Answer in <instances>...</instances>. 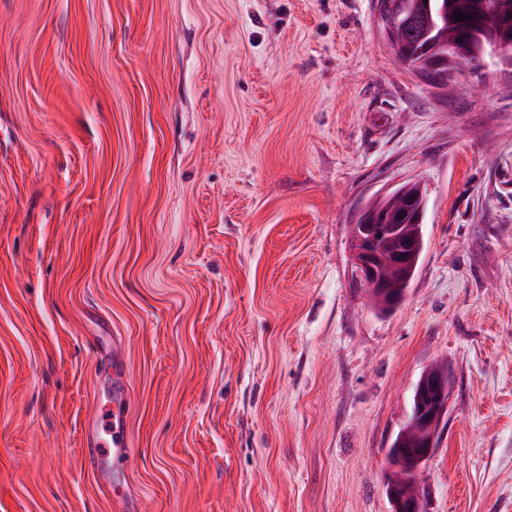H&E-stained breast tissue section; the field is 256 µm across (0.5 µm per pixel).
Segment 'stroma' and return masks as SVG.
<instances>
[{"instance_id": "35a3bbf8", "label": "stroma", "mask_w": 512, "mask_h": 512, "mask_svg": "<svg viewBox=\"0 0 512 512\" xmlns=\"http://www.w3.org/2000/svg\"><path fill=\"white\" fill-rule=\"evenodd\" d=\"M456 81L376 0H0V512H392L438 360L425 512H512V74ZM409 178L380 313L348 225ZM122 395L116 463L84 423ZM448 364H433L426 370L428 377L442 371ZM424 371V372H425ZM427 376L423 377L416 387V391H421L424 394L426 403L422 408L421 422L427 426L429 433L424 441L421 443L420 448L411 451L419 453L423 460L422 465L429 459L436 447V428L438 427L437 434H439L442 422L447 412L449 394L450 377L448 380L444 376H433L427 384ZM420 414V415H421ZM439 425V426H438ZM428 458V459H427ZM427 459V460H426ZM414 407H415V390H414L413 397H412L411 412H410L408 421L405 423L404 426L402 425L403 427L402 426L400 427V429L396 433L395 437L392 439V443L390 445V448L388 449V454H387L388 461L391 460L390 470H392L394 467L399 468V469L402 468L400 463H398L393 458L391 459L393 449L397 448V447H395L397 442L401 441V447H399V448H410V447H413V445H414L415 434L413 432V426L411 424L412 417L414 415Z\"/></svg>"}]
</instances>
